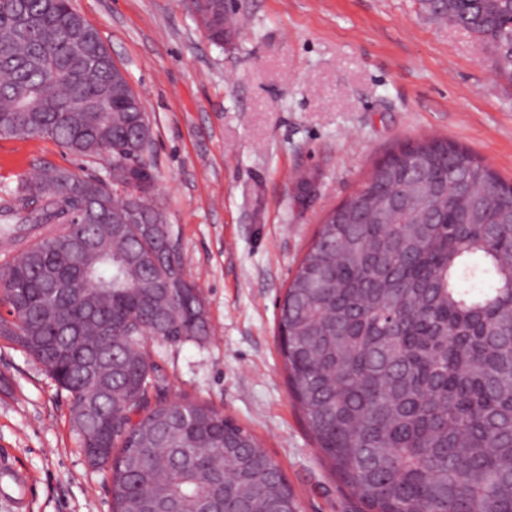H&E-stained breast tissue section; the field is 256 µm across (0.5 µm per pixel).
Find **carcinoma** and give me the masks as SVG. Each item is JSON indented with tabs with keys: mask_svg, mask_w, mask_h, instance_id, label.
<instances>
[{
	"mask_svg": "<svg viewBox=\"0 0 512 512\" xmlns=\"http://www.w3.org/2000/svg\"><path fill=\"white\" fill-rule=\"evenodd\" d=\"M492 48L512 83V0H420ZM224 44V0L199 12ZM71 0H0V136L110 152L105 178L46 167L0 209V338L70 397L111 512H296L279 467L210 404L170 401L148 341H201L200 289L170 232L114 61L75 45ZM100 254L61 301L44 271ZM489 278L495 287L473 285ZM290 394L324 459L366 512H512V183L440 137L398 143L330 209L279 303Z\"/></svg>",
	"mask_w": 512,
	"mask_h": 512,
	"instance_id": "1",
	"label": "carcinoma"
}]
</instances>
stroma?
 Instances as JSON below:
<instances>
[{"instance_id": "35a3bbf8", "label": "stroma", "mask_w": 512, "mask_h": 512, "mask_svg": "<svg viewBox=\"0 0 512 512\" xmlns=\"http://www.w3.org/2000/svg\"><path fill=\"white\" fill-rule=\"evenodd\" d=\"M73 6L143 99L151 198L203 297L206 341L150 346L169 399L210 403L250 431L297 512H356L290 398L278 300L322 216L392 144L445 137L512 180V84L487 43L419 0H225L236 35L221 46L191 0ZM48 166L102 177L108 162L38 136L0 138V207ZM301 174L316 181L312 200L297 197ZM3 456L27 479L28 512H110L68 393L0 339Z\"/></svg>"}]
</instances>
